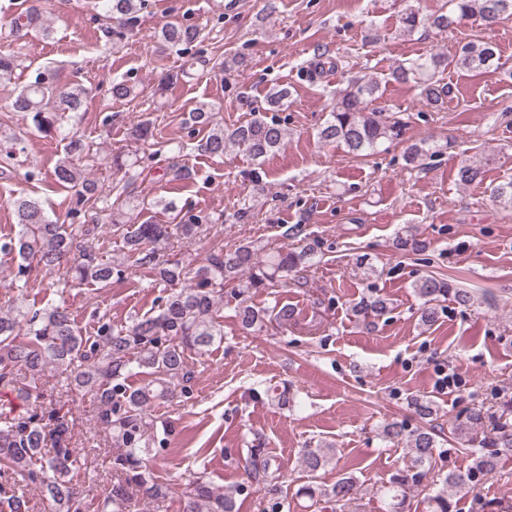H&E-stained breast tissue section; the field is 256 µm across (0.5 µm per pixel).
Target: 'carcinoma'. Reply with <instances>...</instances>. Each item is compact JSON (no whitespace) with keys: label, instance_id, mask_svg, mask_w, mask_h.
Segmentation results:
<instances>
[{"label":"carcinoma","instance_id":"cac0c4a2","mask_svg":"<svg viewBox=\"0 0 512 512\" xmlns=\"http://www.w3.org/2000/svg\"><path fill=\"white\" fill-rule=\"evenodd\" d=\"M103 7L109 21L105 32L116 48L138 27L145 3L103 0ZM511 17L512 0H447L444 9L431 15L421 14L409 3L400 23L407 33L427 25L446 31L470 20L490 29ZM199 39L200 30L193 26L168 23L161 28L162 45L181 54L188 53V46ZM17 66L16 55L1 52L0 81L11 80ZM449 68L492 70L512 81V67L501 61L496 45L474 39L453 53L435 48L401 60L391 67L386 82L413 85L426 105L441 110L448 104L452 88L440 74ZM382 82L373 76L364 77L339 94L319 127V139L344 145L354 157L370 156L384 143L403 139L407 121L402 110L392 104L377 105L383 96ZM87 96L88 89L80 84L60 89L50 77L39 73L20 90L14 108L29 115L35 131L59 134L67 141V153L80 158L90 153V145L64 134L58 123L65 115L78 118ZM289 97L285 87L270 88L264 102L254 108L255 117L231 127L214 121L207 106L199 107L191 118L208 126L202 148L209 154L222 155L227 148L235 147L254 160L265 161L281 148L286 136L285 127L267 120L265 113L288 106ZM183 149L179 143L169 148L173 160L168 170L173 182L193 177V172L177 161ZM434 153V146L422 140L406 148L405 159L417 167ZM112 167L124 171L126 183L115 189L128 206V188L139 173L133 171L135 164L120 154L112 156ZM482 176V166L467 161L456 173L462 185L479 182ZM54 177L56 183L75 190L79 205L101 197L98 183L82 175L70 160L55 167ZM491 196L500 206L512 208V181L492 187ZM12 206L18 231L0 243V253L13 262L10 274L15 287H28L36 267L64 266L76 284L91 283L101 288L110 286L113 276L125 272V264L99 258L94 245L98 225L60 224L49 219L41 204L29 196L13 199ZM200 228L197 217L170 226L151 221L138 224L120 209L113 213L111 229L123 239L124 257L136 266L151 268L156 281L170 289L158 312L137 318L124 329L116 330L110 321L102 320L94 334L85 336L62 304L36 309L20 304L6 314L0 313V388L14 391L18 400L31 405L41 397L38 383L46 373L62 371L66 374L65 388L88 395L96 403L99 422L108 433L107 444L120 449L110 457L111 488L97 494L91 486H77L82 452L72 446L65 417L54 411L46 417L35 412L21 415L1 407L0 512H31L27 497L31 488L40 492L45 512H90L92 508L95 512H133V500L138 495L148 502L169 496V485L153 468V447L163 443L156 432L153 409L173 397L176 385L190 381V354L202 357L224 339L218 307L224 298V286L237 288L240 301L235 316L244 329L260 331L268 322L286 323L293 317L290 306L258 309L248 303V295L253 289L288 286V277L303 270L314 255V247L305 245L298 251L280 250L264 257L262 247L249 241L210 254L207 263L192 273L177 263L159 259L158 245L170 235L192 240ZM413 288L422 301L420 318L425 324L436 321L443 303L450 299L463 306L473 302L471 293L453 287L450 277L426 275L415 281ZM388 311V303L379 296L363 299L354 307V312L365 318L380 317ZM485 420L479 408L455 416L454 433L465 443L472 464L464 472L448 473L442 486L427 495L429 512H450L448 492L464 496L474 492L501 457L512 455V423L494 422L496 438L490 451L478 438ZM382 436L405 443L411 460V465L385 489L389 512H404L408 492L421 486L434 467L438 434L432 428L408 431L404 424L392 421L383 425ZM333 459V446L319 444L304 455L302 465L314 475ZM356 491V481L347 475L336 481L331 496L349 501ZM183 512H237V504L232 495L216 490L199 476L183 493Z\"/></svg>","mask_w":512,"mask_h":512}]
</instances>
